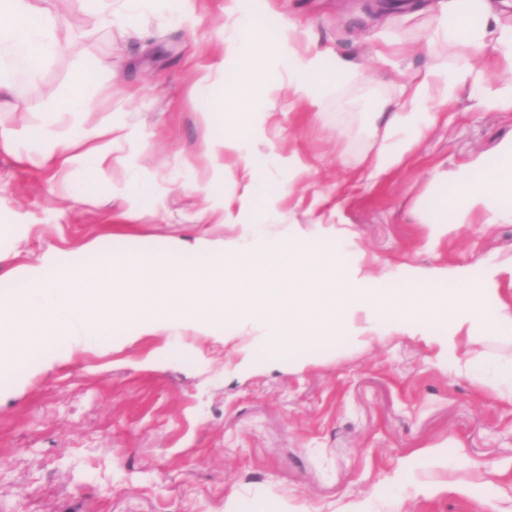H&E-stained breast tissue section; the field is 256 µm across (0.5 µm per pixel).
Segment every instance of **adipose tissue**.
I'll list each match as a JSON object with an SVG mask.
<instances>
[{
	"mask_svg": "<svg viewBox=\"0 0 512 512\" xmlns=\"http://www.w3.org/2000/svg\"><path fill=\"white\" fill-rule=\"evenodd\" d=\"M233 39L251 44L250 56L238 64L237 87L240 91L235 116L225 120V134L213 140L208 152L213 159H221L225 150L233 149L249 159L245 176L249 183L262 181L266 169L249 157L251 148L266 138V117L249 105L250 76L257 60L267 59L265 78L268 88H275L280 79H287L298 99L311 101L329 85L358 77L357 67L337 61L334 70H326L325 55L309 47L297 51V29L294 24L279 25L278 40L288 49V64L268 60V49L253 34L250 14L232 9ZM429 42L453 41L467 52V63L451 68L438 60L419 79L410 80L401 90L407 96L403 111L391 113L384 123L383 139L374 162L377 169L386 170L398 164L417 146L424 128V108L438 100L448 102L455 98L462 86L474 89L481 102L496 107L500 93L489 91L484 85V69L479 59L486 48H494L507 70L512 71V27L503 26L499 11L491 0H448L435 19L428 36ZM61 49L57 22L46 0H0V98L11 96L19 80L36 79L44 63ZM41 139L49 141L50 151L45 155L56 172L66 173L73 166L95 177L112 166L115 144L132 139L133 130L104 125L94 129H72L56 132L41 129ZM458 199H435L431 210L435 215L437 231H448L451 215L459 209L484 216L492 224L502 218L512 220V210L500 208L499 200L512 195V142L502 146L500 164L491 181L471 183L460 181Z\"/></svg>",
	"mask_w": 512,
	"mask_h": 512,
	"instance_id": "obj_1",
	"label": "adipose tissue"
}]
</instances>
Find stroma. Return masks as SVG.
I'll use <instances>...</instances> for the list:
<instances>
[{"instance_id": "obj_1", "label": "stroma", "mask_w": 512, "mask_h": 512, "mask_svg": "<svg viewBox=\"0 0 512 512\" xmlns=\"http://www.w3.org/2000/svg\"><path fill=\"white\" fill-rule=\"evenodd\" d=\"M226 0H138L130 18L105 27L90 0H49L63 49L38 80L21 81L0 102V131L16 135L133 126L112 168L89 182L39 164L48 142L0 145V294L26 300L23 273L48 252L86 267V251L164 254L175 266L201 264L175 242L201 238L251 254L295 237L312 252L336 249L331 231L352 233L350 260L369 287L394 292L407 268L451 267L470 281L497 271L489 314L512 309V223L468 216L436 233L427 210L436 195L457 197V177L491 179L499 146L512 139V105L485 110L471 87L429 104L436 122L399 165L377 170L362 152L369 115L400 111L399 86L434 58L457 67L461 46H430L438 0H256L254 29L274 41L279 19L302 41L343 58L361 75L298 101L288 85L257 90L267 118L260 155H298V168L270 169L248 187L244 161L225 152L223 184L206 152L222 136L236 88L237 55L224 32ZM100 96L63 111L90 60ZM482 168H471L475 157ZM221 194L236 221L202 224ZM277 216L261 217L268 207ZM424 336L394 330L377 314L369 343L345 323L310 348L272 343L266 323L225 311L207 327L173 314L151 335L131 320L94 322L44 367L41 353L0 374V512H512V399L501 369L512 366V325L490 326L483 345L455 352L435 339L446 321L428 317ZM435 448L422 465L413 453Z\"/></svg>"}]
</instances>
